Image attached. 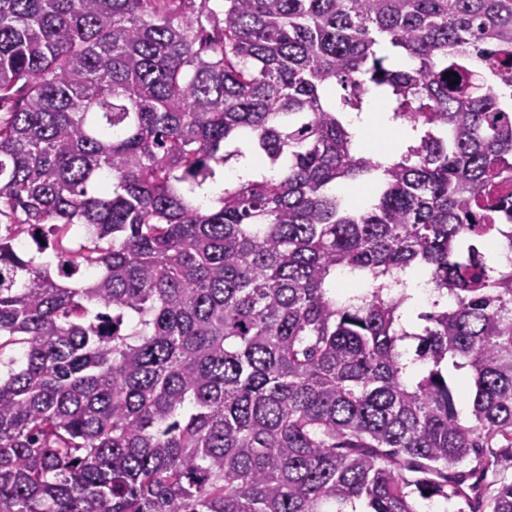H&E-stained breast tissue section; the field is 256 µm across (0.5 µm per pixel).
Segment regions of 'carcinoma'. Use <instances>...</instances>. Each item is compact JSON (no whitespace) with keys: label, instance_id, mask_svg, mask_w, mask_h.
<instances>
[{"label":"carcinoma","instance_id":"obj_1","mask_svg":"<svg viewBox=\"0 0 512 512\" xmlns=\"http://www.w3.org/2000/svg\"><path fill=\"white\" fill-rule=\"evenodd\" d=\"M211 2L0 0V512H512V0ZM387 105L388 102L385 95L377 92L370 99V110L372 112H351L348 116L350 128L355 133L357 140H360L374 126L385 125L374 127L367 134V141L365 142L366 153L373 155L379 145L385 144L393 135H397L398 124L394 127H387L394 125V121L391 119V112H385Z\"/></svg>","mask_w":512,"mask_h":512}]
</instances>
